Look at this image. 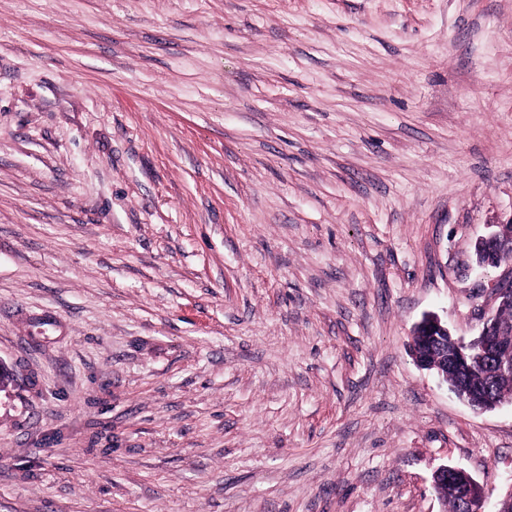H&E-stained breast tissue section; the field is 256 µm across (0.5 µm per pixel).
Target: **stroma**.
<instances>
[{
  "label": "stroma",
  "mask_w": 512,
  "mask_h": 512,
  "mask_svg": "<svg viewBox=\"0 0 512 512\" xmlns=\"http://www.w3.org/2000/svg\"><path fill=\"white\" fill-rule=\"evenodd\" d=\"M511 217L512 0H0V512L495 506ZM490 227L494 229L475 243L476 263L482 268H500L505 265L493 288L498 302L495 314L487 318L479 335L467 343L453 338L448 326L438 316L432 315L418 324L414 332L416 340L409 346V354L418 367L428 371L435 369L460 400L482 411L495 409L499 401L512 397L511 376L490 375L487 381L489 394L497 400L485 398L481 399L483 404L477 405L463 387L450 385L448 379L454 385L458 382L455 377H448V372L471 369L474 356L479 354L484 365L492 364L497 372L512 374V322H504L499 316L504 308L501 317L511 315L506 307H512V217L506 222L491 224ZM498 336H511V342H504ZM449 346L451 350L448 353ZM450 475H463L467 479L464 481V484L453 483L450 480ZM433 484L439 492L444 486L451 485L456 487L458 512L487 511L484 487L465 470L456 467L440 466L433 473Z\"/></svg>",
  "instance_id": "stroma-1"
}]
</instances>
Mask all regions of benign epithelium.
<instances>
[{"label":"benign epithelium","mask_w":512,"mask_h":512,"mask_svg":"<svg viewBox=\"0 0 512 512\" xmlns=\"http://www.w3.org/2000/svg\"><path fill=\"white\" fill-rule=\"evenodd\" d=\"M476 263L482 268L504 267L493 288L497 313L487 318L479 335L467 343L453 337L448 326L432 315L418 324L414 332L416 340L409 347V354L418 367L434 369L445 380L450 372L471 368L477 354L483 364L493 365L500 373L512 374V342L501 340L503 336L512 337V322L502 321L498 314L512 307V217L493 225L488 235L477 239ZM452 475H463L466 480L454 484L450 480ZM433 484L438 490L450 484L456 487L458 512H486L484 487L465 470L441 466L433 473Z\"/></svg>","instance_id":"1"}]
</instances>
